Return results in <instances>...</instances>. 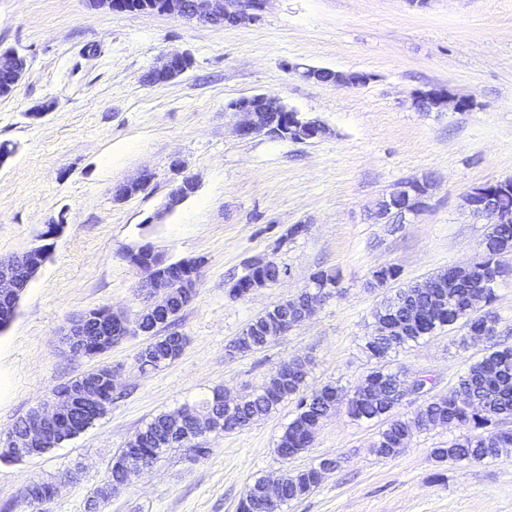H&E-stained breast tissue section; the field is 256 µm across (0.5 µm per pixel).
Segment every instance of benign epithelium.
I'll list each match as a JSON object with an SVG mask.
<instances>
[{
  "instance_id": "7a95c632",
  "label": "benign epithelium",
  "mask_w": 512,
  "mask_h": 512,
  "mask_svg": "<svg viewBox=\"0 0 512 512\" xmlns=\"http://www.w3.org/2000/svg\"><path fill=\"white\" fill-rule=\"evenodd\" d=\"M266 0H89V4L97 9H108L116 13L140 12L157 13L162 15H177L188 20H196L224 27H237L246 23H256L261 19ZM189 56L184 53L170 52L160 57L151 72L165 81L184 73V62ZM27 67V58L14 50L0 51V72L10 77V82L5 85L9 91L15 88L23 80ZM414 101L420 107H425L428 102L442 109L448 103H453V109L463 111L468 102L456 99L446 90H433L428 93L419 92L414 95ZM229 109L241 116L237 130L240 136L265 134L281 140L301 141L303 135V120L301 113L289 107L280 98L264 94H256L243 97L229 104ZM152 173L145 170L137 177L120 183L113 187L112 197L121 201L130 198L129 189L142 187L151 182ZM187 184H195L190 176H184L171 190L168 200L162 212L157 218L174 210L183 201L181 188ZM428 182L408 180L400 184V190L391 194L389 199L383 202L382 208H391L396 200L404 202L401 219L406 216H417L427 208ZM464 204L478 217L494 219L498 216V210L492 207L487 199L484 188L467 190L463 195ZM45 262L42 251L31 247L24 251V257L18 260H7L0 263V292L5 291L19 296L23 288L30 281L33 272L39 269ZM151 300L146 309L153 316L168 315L170 310V288L167 280L162 275H155L148 281ZM327 299V294L316 290L306 294V302L298 310L296 321H283L279 335H284L309 317L315 304ZM87 317L82 315L74 319L67 329L65 342L69 353L75 356L84 355L83 336ZM98 325L103 330L107 346L121 342L130 335L134 322L110 309H105ZM83 408L93 413L94 418L101 419L112 409V403L100 396L90 385L81 384L69 387L61 392L56 391L52 396L38 404L31 410L30 422L22 434H3L0 436V460L19 462L33 456L36 447L45 443L51 434L61 436L62 423L70 418L71 414Z\"/></svg>"
}]
</instances>
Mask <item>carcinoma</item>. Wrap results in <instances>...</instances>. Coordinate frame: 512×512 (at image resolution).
I'll return each instance as SVG.
<instances>
[{
  "mask_svg": "<svg viewBox=\"0 0 512 512\" xmlns=\"http://www.w3.org/2000/svg\"><path fill=\"white\" fill-rule=\"evenodd\" d=\"M496 203L506 219L491 224L483 239L480 260L470 269L459 273L453 268L431 275L429 287L409 285L387 296L375 309L373 318L376 332L368 337L364 350L375 361V367L353 390L346 391L334 382L305 393L307 363L295 358L275 370L256 391L242 397L232 407L222 406L224 391L215 388L211 396L180 409L179 424L173 423V414L161 413L148 422L115 455L103 484L97 487L87 502L88 512H99V506L108 501L117 488L124 487L132 476L129 461L152 465L171 448H187L194 457L210 453L206 441L192 433L194 421L200 416L219 413L221 421L229 420L240 430L268 415L282 403L297 398L294 418L283 432L277 451L285 457H294L314 440V428L336 411V401L343 400L347 415L355 421H381L385 427L373 444L376 455L391 458L398 455L416 431L448 426L463 429L462 435L446 448L434 449L435 457L454 463H481L495 460L512 452V430L500 427L501 420L512 416V346L495 340L498 319L492 310L496 289L505 276L493 269L495 255L512 249V193L494 194ZM284 268L278 262L262 268L245 267L236 281L237 289H229V296L241 298L254 281L271 282ZM170 289L174 308L167 325H173L183 308L193 300L182 287L178 267H170ZM400 270L394 265L376 268L367 282L370 288H386L396 281ZM299 298L275 305L256 317L238 336L233 347L242 353L264 349L276 339L280 318L293 312ZM18 305L0 297V329L14 319ZM448 328H462L467 342L472 337L488 333V342L482 357L470 363L459 377L457 387L467 392L471 404L461 405L454 397L455 390L429 399L410 419L395 418V405L389 394L400 386L406 371L393 364L392 353L416 344ZM187 344L186 337L174 332L150 342L147 357H137L139 370L146 374L174 362ZM336 467L333 460H321L303 470L285 474L278 479L283 507L312 493L318 486L322 472ZM266 480L255 479L240 500L239 512H271L262 489ZM53 484L34 480L29 482L25 495L35 505L48 498Z\"/></svg>",
  "mask_w": 512,
  "mask_h": 512,
  "instance_id": "1",
  "label": "carcinoma"
}]
</instances>
